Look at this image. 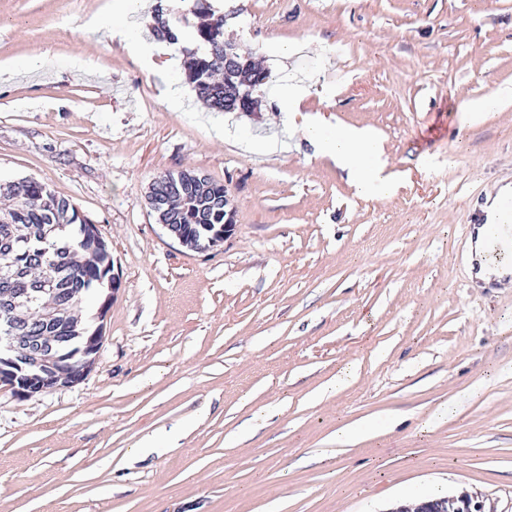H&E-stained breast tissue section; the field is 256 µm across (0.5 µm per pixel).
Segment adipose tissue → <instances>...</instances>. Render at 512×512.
Here are the masks:
<instances>
[{
	"label": "adipose tissue",
	"mask_w": 512,
	"mask_h": 512,
	"mask_svg": "<svg viewBox=\"0 0 512 512\" xmlns=\"http://www.w3.org/2000/svg\"><path fill=\"white\" fill-rule=\"evenodd\" d=\"M298 131L315 147L317 154L329 157L347 172L359 194L383 199L394 194L396 181L388 169L381 141L372 128L335 130L321 121L306 119Z\"/></svg>",
	"instance_id": "obj_1"
}]
</instances>
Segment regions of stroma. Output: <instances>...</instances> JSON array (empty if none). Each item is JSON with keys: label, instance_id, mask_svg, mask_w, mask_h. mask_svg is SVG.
<instances>
[{"label": "stroma", "instance_id": "1", "mask_svg": "<svg viewBox=\"0 0 512 512\" xmlns=\"http://www.w3.org/2000/svg\"><path fill=\"white\" fill-rule=\"evenodd\" d=\"M114 0H0V180L34 178L110 244L122 288L92 370L0 386V512H391L469 495L512 512V288L475 287L471 216L512 183V0H224L268 70L215 112L107 31ZM294 46L292 56L279 48ZM368 126L397 190L357 195L277 103ZM192 169L236 229L194 251L146 196ZM510 96V88H497L494 91H492L487 97H484V99L479 101L462 99L459 103V112H487L488 110L496 107L503 98H510Z\"/></svg>", "mask_w": 512, "mask_h": 512}]
</instances>
